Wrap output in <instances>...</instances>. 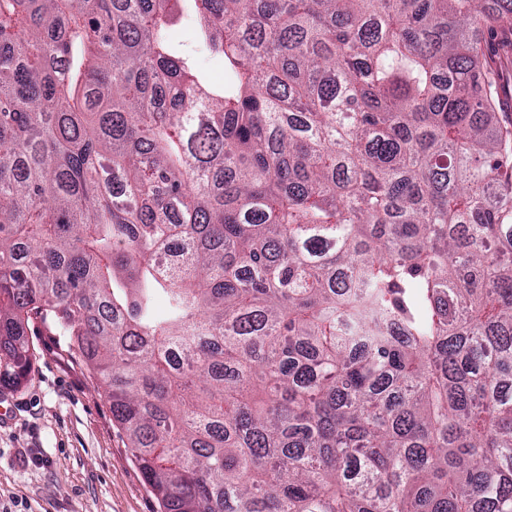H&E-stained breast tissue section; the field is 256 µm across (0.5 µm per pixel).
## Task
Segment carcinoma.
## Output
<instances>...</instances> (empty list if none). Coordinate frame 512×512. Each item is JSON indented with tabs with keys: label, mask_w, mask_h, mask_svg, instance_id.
I'll return each mask as SVG.
<instances>
[{
	"label": "carcinoma",
	"mask_w": 512,
	"mask_h": 512,
	"mask_svg": "<svg viewBox=\"0 0 512 512\" xmlns=\"http://www.w3.org/2000/svg\"><path fill=\"white\" fill-rule=\"evenodd\" d=\"M499 20L0 0V387L51 325L164 512H512Z\"/></svg>",
	"instance_id": "cac0c4a2"
}]
</instances>
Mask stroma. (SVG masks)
I'll return each instance as SVG.
<instances>
[{"label":"stroma","instance_id":"1","mask_svg":"<svg viewBox=\"0 0 512 512\" xmlns=\"http://www.w3.org/2000/svg\"><path fill=\"white\" fill-rule=\"evenodd\" d=\"M481 46L501 124L512 131V28ZM27 381L0 387V512H163L95 377L46 325Z\"/></svg>","mask_w":512,"mask_h":512}]
</instances>
